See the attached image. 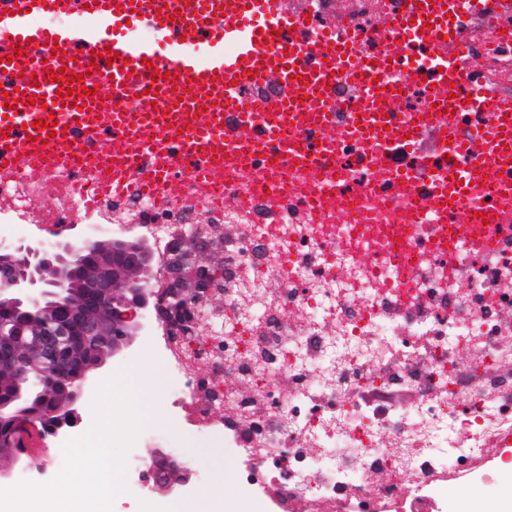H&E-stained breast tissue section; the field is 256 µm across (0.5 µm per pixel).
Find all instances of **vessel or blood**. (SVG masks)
<instances>
[{
  "label": "vessel or blood",
  "mask_w": 512,
  "mask_h": 512,
  "mask_svg": "<svg viewBox=\"0 0 512 512\" xmlns=\"http://www.w3.org/2000/svg\"><path fill=\"white\" fill-rule=\"evenodd\" d=\"M450 2L407 0L393 23L394 34L407 36L411 49L432 55L434 73L415 75L430 85L463 70L459 35L444 10ZM43 15L67 17L69 25L60 31L36 26ZM429 15L433 27L420 29L419 18ZM306 27L305 17L282 11L280 0H0V170L97 164L104 169L103 187L162 194L189 179L223 184L243 165L265 175L301 166L306 182L333 193L346 180L336 160L353 139L367 157L386 159L373 179L377 195L408 203L391 237H407L422 202L432 197L443 206V222L427 248L452 250L448 226L466 210L480 212L470 226L473 235L488 237L499 223L502 199H512V103L491 108L497 135L478 154L446 134L463 111L441 114L427 135L470 162L430 176L436 154L424 150L417 165L403 164V124L380 107L394 76L407 70L404 58L382 62L385 76L367 88L363 124L336 136L329 132L336 114L327 84L334 72L357 69L361 60L347 45L309 47L302 39ZM141 28L157 33L166 53H159L156 40L138 36ZM55 42L65 46L67 62L53 57ZM108 48L118 52L117 61L107 60ZM63 65L85 77L72 82L66 97L57 94L59 82L45 79L49 68ZM35 74L41 85H33ZM272 74L281 81L276 103L259 96L246 108L232 97V86L259 88ZM84 87L131 99L145 92L150 102L102 115L90 97L80 96ZM31 93L39 102L21 104V96ZM10 99L18 100L16 110L6 109ZM51 116L55 135L45 141L35 123Z\"/></svg>",
  "instance_id": "vessel-or-blood-1"
}]
</instances>
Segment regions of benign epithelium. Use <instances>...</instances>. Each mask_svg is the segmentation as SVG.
Instances as JSON below:
<instances>
[{
	"label": "benign epithelium",
	"instance_id": "benign-epithelium-1",
	"mask_svg": "<svg viewBox=\"0 0 512 512\" xmlns=\"http://www.w3.org/2000/svg\"><path fill=\"white\" fill-rule=\"evenodd\" d=\"M200 253L187 243L159 292L154 256L141 241L88 238L47 249L31 238L0 246V459L25 453L18 433L31 424L56 434L72 427L90 375L140 328V311L179 313L216 293ZM147 464L156 487L168 491L185 470L162 450Z\"/></svg>",
	"mask_w": 512,
	"mask_h": 512
}]
</instances>
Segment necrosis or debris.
<instances>
[{
	"label": "necrosis or debris",
	"instance_id": "necrosis-or-debris-1",
	"mask_svg": "<svg viewBox=\"0 0 512 512\" xmlns=\"http://www.w3.org/2000/svg\"><path fill=\"white\" fill-rule=\"evenodd\" d=\"M300 2L307 42L345 39L373 59L389 49L388 22L405 0ZM492 2L477 14L473 0H455L462 50L481 98L512 99V0ZM341 164L347 198L322 213L249 173L231 174L220 193L187 185L154 196L97 193L92 169L14 172L0 175V222L29 226L33 201L47 196L59 221L79 214L99 233H144L163 274L192 237L221 262L224 307L158 324L179 433L202 430L233 449L241 481L276 512L298 499L305 512H342L403 497L425 512V489L460 466L512 463V232L497 229L487 247L458 224L452 253H424L398 287L389 241L373 233L355 249L348 235L371 214L395 223L406 203L366 197L356 145Z\"/></svg>",
	"mask_w": 512,
	"mask_h": 512
}]
</instances>
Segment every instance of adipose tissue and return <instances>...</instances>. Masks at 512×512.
Here are the masks:
<instances>
[{"label": "adipose tissue", "mask_w": 512, "mask_h": 512, "mask_svg": "<svg viewBox=\"0 0 512 512\" xmlns=\"http://www.w3.org/2000/svg\"><path fill=\"white\" fill-rule=\"evenodd\" d=\"M85 469L96 473L100 485L94 503H87L78 491V478L65 481L51 496L0 489V512H110L112 452L107 448H85L79 453Z\"/></svg>", "instance_id": "adipose-tissue-1"}]
</instances>
